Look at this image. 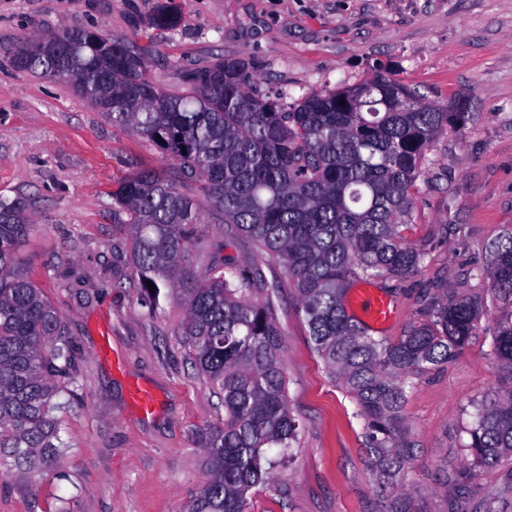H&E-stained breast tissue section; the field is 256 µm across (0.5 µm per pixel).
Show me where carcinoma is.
Returning <instances> with one entry per match:
<instances>
[{"mask_svg":"<svg viewBox=\"0 0 512 512\" xmlns=\"http://www.w3.org/2000/svg\"><path fill=\"white\" fill-rule=\"evenodd\" d=\"M180 23L173 0L149 19ZM67 71L51 56L22 68L73 81L112 125L165 152L173 175L137 172L112 191V210L128 216L132 262L152 312L160 298L182 301L184 343L210 389L224 402V423L209 430L208 474L188 512H248V491L274 479L294 456L300 423L282 369L277 296L282 265L313 349L349 396L364 426L367 471L384 512H413L405 493L415 441L404 408L413 379L455 357L483 312L448 293L420 298L424 318L391 340L375 338L350 316L343 296L352 280L406 278L429 255L411 243L413 189L434 144L468 113L450 112L381 72L354 85L313 90L289 103L263 92L248 63L226 58L184 76L171 94L147 75L143 53L123 38L67 30ZM193 185L202 198L182 190ZM224 214V238H249L259 260H210L206 279L188 281L184 264L202 253L206 209ZM29 225L18 200H0V474L58 468L62 413L79 390V358L61 316L24 273L19 244ZM496 317L491 352L512 369V227L486 245ZM156 291H151L148 283ZM465 451L486 466L512 456V389L473 402Z\"/></svg>","mask_w":512,"mask_h":512,"instance_id":"carcinoma-1","label":"carcinoma"}]
</instances>
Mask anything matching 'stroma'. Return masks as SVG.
<instances>
[{"label": "stroma", "instance_id": "1", "mask_svg": "<svg viewBox=\"0 0 512 512\" xmlns=\"http://www.w3.org/2000/svg\"><path fill=\"white\" fill-rule=\"evenodd\" d=\"M158 0H0V199L24 204L20 255L28 278L61 314L81 352L80 396L65 413L68 477L0 476V512H185L206 477L204 433L224 408L184 345L183 304L150 314L131 262L126 218L112 211L119 182L144 168L172 167L161 150L112 122L70 80L17 68L33 37L93 28L144 51L148 74L168 92L183 69L238 57L259 87L299 97L382 72L443 105L469 100L471 119L429 153L405 230L430 246L418 272L397 281L401 336L423 293L483 299L485 244L512 227V0H175L181 23L146 21ZM208 211L203 247L228 263L254 258L225 239ZM281 360L297 450L270 483L251 489L249 512H382L366 470L363 422L328 378L282 289ZM483 314L452 361L419 376L405 415L417 443L408 492L419 512H512V460L473 467L471 401L512 382L491 356ZM153 390L145 415L129 388Z\"/></svg>", "mask_w": 512, "mask_h": 512}]
</instances>
